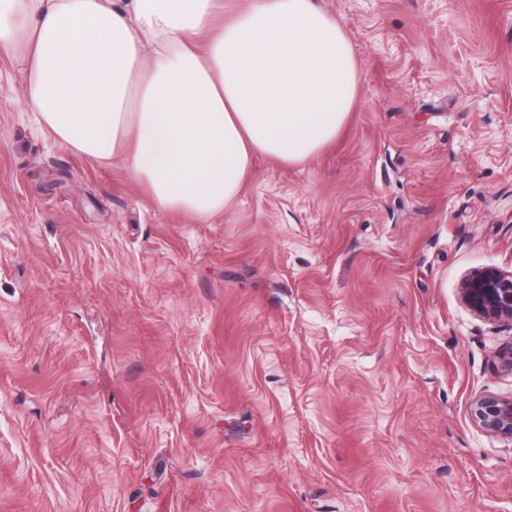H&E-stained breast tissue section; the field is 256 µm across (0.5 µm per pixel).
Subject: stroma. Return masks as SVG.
Segmentation results:
<instances>
[{"label": "stroma", "instance_id": "stroma-1", "mask_svg": "<svg viewBox=\"0 0 512 512\" xmlns=\"http://www.w3.org/2000/svg\"><path fill=\"white\" fill-rule=\"evenodd\" d=\"M334 145L199 218L71 152L0 57V512H512V0H318ZM461 294L465 304L476 314L512 320V273L474 272L463 281ZM472 420L485 432L512 437V400L495 395L478 398L472 407Z\"/></svg>", "mask_w": 512, "mask_h": 512}]
</instances>
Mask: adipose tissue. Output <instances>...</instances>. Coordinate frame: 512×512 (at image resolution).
<instances>
[{
	"instance_id": "obj_1",
	"label": "adipose tissue",
	"mask_w": 512,
	"mask_h": 512,
	"mask_svg": "<svg viewBox=\"0 0 512 512\" xmlns=\"http://www.w3.org/2000/svg\"><path fill=\"white\" fill-rule=\"evenodd\" d=\"M0 55L33 121L79 155L123 156L165 211L205 218L256 156L295 164L335 143L360 68L317 0H0Z\"/></svg>"
}]
</instances>
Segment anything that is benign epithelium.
<instances>
[{"mask_svg": "<svg viewBox=\"0 0 512 512\" xmlns=\"http://www.w3.org/2000/svg\"><path fill=\"white\" fill-rule=\"evenodd\" d=\"M461 294L465 304L476 314L512 320V273L474 272L463 281ZM472 420L488 433L512 437V400L482 396L473 403Z\"/></svg>", "mask_w": 512, "mask_h": 512, "instance_id": "1", "label": "benign epithelium"}]
</instances>
